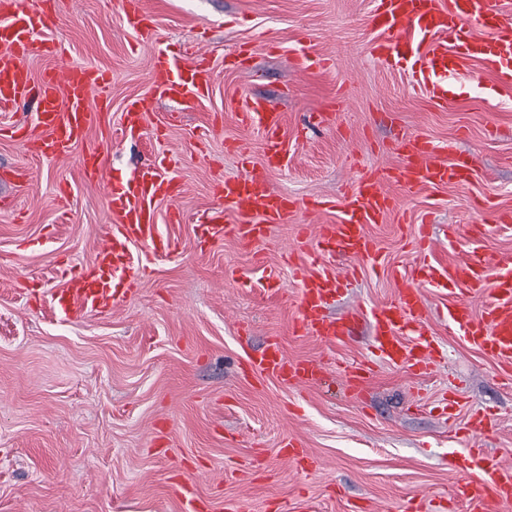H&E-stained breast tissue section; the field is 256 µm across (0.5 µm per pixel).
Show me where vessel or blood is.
I'll use <instances>...</instances> for the list:
<instances>
[{"label":"vessel or blood","mask_w":512,"mask_h":512,"mask_svg":"<svg viewBox=\"0 0 512 512\" xmlns=\"http://www.w3.org/2000/svg\"><path fill=\"white\" fill-rule=\"evenodd\" d=\"M124 14L139 45L149 51L156 94L186 107L208 96L213 71L206 52L195 50L189 62L173 53L157 38V21L144 10L142 0H124ZM371 22L379 32L373 48L376 58L406 72L432 98L446 100L450 78L474 59L494 70L503 82L512 83V20L498 13L494 0H373ZM55 24L53 0H33L25 8L0 0V105L37 99L34 121L40 136H32L23 123L11 126V136L34 154L64 162L90 128L108 125L105 106L110 77L100 68L84 66L52 70L33 79L29 62L62 50L48 36ZM149 106L146 99L126 106L123 135H142V116ZM237 117L243 127L261 134L264 160L245 176L215 180L216 202L199 220L205 245L225 238L251 244L266 226L288 223L295 208L294 201L273 193L268 185L270 171L280 168L285 158L282 113L249 98L238 106ZM445 152V147L428 136H413L401 147L398 167L357 173L339 205L337 223L321 224L313 231L298 226L295 243L314 242L315 251L294 270V335L339 342L350 336L357 319L364 318L372 326L375 358L405 364L417 375L437 367L439 359L429 338L430 318L418 286L399 278L393 300L332 318L326 307L349 288L352 278L336 274L327 258L340 251L358 266L377 257L379 249L367 227L384 223L396 206L388 183L414 190L468 182L470 159L459 156L449 162ZM104 164V148L96 146L83 155L80 173L87 181H97ZM174 166L167 156L152 161L125 187L109 195L114 224L93 261L72 274L55 297L56 307L66 317L111 314L139 287L154 258L172 250V243L157 234V205L177 199ZM136 245L144 246L142 256L133 254ZM421 273L433 287L446 289L449 303L443 316L449 329L495 357L512 383V262L476 255L445 266L428 263ZM483 293L489 302L482 315H473L467 299ZM241 364L247 372L299 386L320 381L325 368L320 358L289 359L275 338L262 350L245 349ZM371 371L366 360L346 365L349 387L362 389ZM456 468L464 479L452 500L463 504L466 512H488L490 505L512 502V468L501 465L480 445L464 449L456 458Z\"/></svg>","instance_id":"1"}]
</instances>
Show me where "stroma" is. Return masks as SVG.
<instances>
[{"label":"stroma","mask_w":512,"mask_h":512,"mask_svg":"<svg viewBox=\"0 0 512 512\" xmlns=\"http://www.w3.org/2000/svg\"><path fill=\"white\" fill-rule=\"evenodd\" d=\"M56 2L52 36L64 52L31 62L33 76L75 65L107 71L115 126L132 99H151L152 108L139 140L113 133L103 177L88 183L77 159L50 161L2 135L30 110L0 107V170L30 176L22 192L0 184L8 199L0 204V512H186L192 496L206 512L239 499L246 512H403L415 497L424 512H443L461 479L448 462L469 447L479 412L495 420L484 448L512 467V385L494 357L440 321L441 290L424 289L441 362L417 376L374 359L363 319L341 342L294 336L290 291L302 258L288 254L297 225L336 223L330 200L360 169L397 166L398 140L416 133L471 156L473 178L413 192L390 184L396 208L370 228L377 262L358 268L330 315L385 302L396 275L415 274L422 260L411 242L425 214L433 261L512 259V223L496 220L512 212V86L473 62L436 103L374 56L371 0H143L171 49L202 44L211 54L209 97L181 111L154 94L149 53L121 0ZM243 44L248 68L226 66ZM302 46L327 66L299 76L291 53ZM250 97L284 116L287 162L269 184L298 206L259 242L227 238L202 249L197 216L216 202L211 173L242 176L262 161L260 134L240 127L233 108ZM175 110L180 121L166 124ZM323 111L329 123H319ZM234 139L249 145L248 159ZM162 153L177 160L181 195L159 203L158 234L177 250L155 260L112 314L64 319L53 298L71 271L92 262L112 222L107 191ZM272 267L286 295L270 290ZM273 336L289 358H324L323 380L287 388L243 376L241 340L260 349ZM361 360L373 376L357 394L343 369ZM451 399L450 420L442 409ZM288 436L320 467L303 471L280 456Z\"/></svg>","instance_id":"35a3bbf8"}]
</instances>
